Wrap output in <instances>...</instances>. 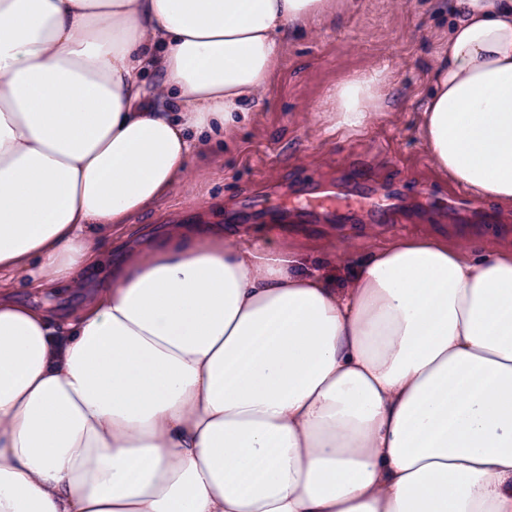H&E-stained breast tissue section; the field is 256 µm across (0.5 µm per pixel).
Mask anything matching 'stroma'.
<instances>
[{
	"label": "stroma",
	"mask_w": 512,
	"mask_h": 512,
	"mask_svg": "<svg viewBox=\"0 0 512 512\" xmlns=\"http://www.w3.org/2000/svg\"><path fill=\"white\" fill-rule=\"evenodd\" d=\"M447 41L443 0H356L335 18L289 31L278 73L252 117L232 136L209 142L164 201L113 235L87 286L107 276L126 238L158 239L173 224H221L235 234L273 230L339 288L352 261L400 237L511 248L512 207L495 224L449 219V199L466 189L438 172L420 137L429 71ZM381 69L394 86L384 115L356 133L331 128L323 114L336 87ZM396 196L402 204L390 208ZM273 197L280 209L260 206ZM332 248L339 260L323 262Z\"/></svg>",
	"instance_id": "1"
}]
</instances>
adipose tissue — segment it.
<instances>
[{
	"label": "adipose tissue",
	"mask_w": 512,
	"mask_h": 512,
	"mask_svg": "<svg viewBox=\"0 0 512 512\" xmlns=\"http://www.w3.org/2000/svg\"><path fill=\"white\" fill-rule=\"evenodd\" d=\"M349 0H0V512H512V248L370 250L334 287L263 233L171 225L62 322L113 231ZM421 134L512 205V0H449ZM374 70L333 128L385 108ZM56 290L58 294L55 291L33 292L26 288H17L21 299L55 315H63L76 309L82 301V292L86 289L60 286Z\"/></svg>",
	"instance_id": "1"
}]
</instances>
